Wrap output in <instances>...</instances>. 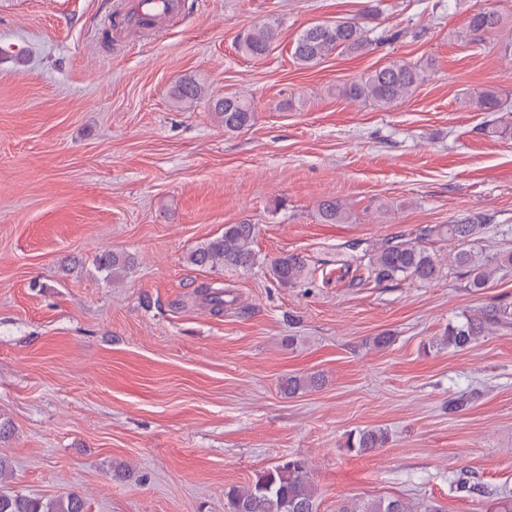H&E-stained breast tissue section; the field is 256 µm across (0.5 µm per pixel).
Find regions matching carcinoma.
<instances>
[{
  "label": "carcinoma",
  "mask_w": 512,
  "mask_h": 512,
  "mask_svg": "<svg viewBox=\"0 0 512 512\" xmlns=\"http://www.w3.org/2000/svg\"><path fill=\"white\" fill-rule=\"evenodd\" d=\"M506 18L495 7H482L470 11L466 25L457 33L460 39H472L503 29ZM279 36V25L266 21L253 26L238 37V48L246 56H266ZM389 39L384 35L370 36L368 30L353 21H338L310 26L298 35L292 56L303 66H312L326 57L341 52L359 54L374 44ZM422 79L417 65L403 60H391L385 65L344 83L339 88L343 96L368 102L381 109H390L408 98ZM202 95L201 85L192 77L176 84L170 96L177 104L191 103ZM465 104L476 112H495L497 116L487 121L483 132L491 137L512 138V115L507 113L508 103L503 101L494 87L477 88L469 93ZM218 122L226 132H236L251 125L254 119V103L242 96H224L212 103ZM322 220L327 224H348L351 212L340 200H326L319 208ZM484 219L469 216L454 224H439L420 230L415 238L396 237L386 242L372 255L370 273L378 282L415 277L429 281L437 275V263L433 255L420 244L423 239L438 237L457 245L456 264L469 275V287L485 288L499 266L512 265V253L499 257L486 256L478 249V239L484 229ZM256 225L249 222L226 224L221 235L211 238L192 250L190 264L211 271L226 267L250 270L258 262L254 249ZM95 264L104 277L118 281L127 270L133 268L134 258L109 250L100 251ZM269 275L284 288H292L302 282L308 273L306 259L289 253L274 259L268 267ZM507 317L501 309H487L480 315L469 317L466 322L448 328L445 343L464 349L473 343L490 325ZM319 385L315 376L290 375L281 383L284 393L295 395ZM388 441L381 428L361 429L349 434L346 447L358 453L372 452ZM224 512H318L315 486L310 477L307 461L291 457L271 469L262 471L246 486H233L224 493ZM0 512H86V502L77 493L44 503L20 493L0 492ZM336 512H442L440 506L429 503L417 508L401 498L370 499L362 501L339 500Z\"/></svg>",
  "instance_id": "1"
}]
</instances>
